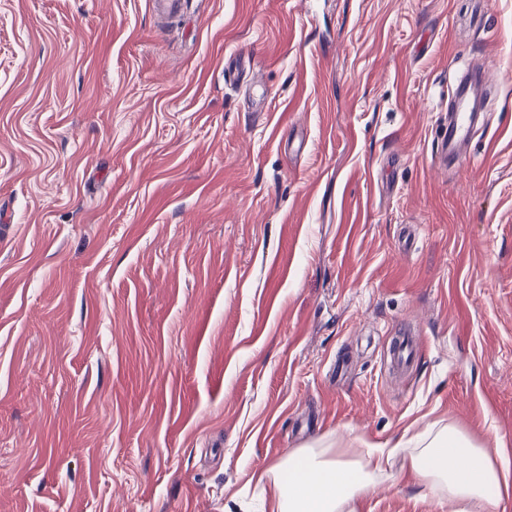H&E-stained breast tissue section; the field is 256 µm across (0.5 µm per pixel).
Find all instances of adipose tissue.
I'll use <instances>...</instances> for the list:
<instances>
[{
  "label": "adipose tissue",
  "mask_w": 512,
  "mask_h": 512,
  "mask_svg": "<svg viewBox=\"0 0 512 512\" xmlns=\"http://www.w3.org/2000/svg\"><path fill=\"white\" fill-rule=\"evenodd\" d=\"M451 512H498L512 476L489 449L452 426L429 429L389 448H298L275 466L273 512H357L395 456Z\"/></svg>",
  "instance_id": "obj_1"
}]
</instances>
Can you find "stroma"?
I'll use <instances>...</instances> for the list:
<instances>
[{"mask_svg":"<svg viewBox=\"0 0 512 512\" xmlns=\"http://www.w3.org/2000/svg\"><path fill=\"white\" fill-rule=\"evenodd\" d=\"M182 2L0 0V512H268L434 424L512 470V0ZM392 471L359 512H448ZM467 95L465 91L457 98L454 118L448 123V128L450 127L455 136L463 142H468L472 133Z\"/></svg>","mask_w":512,"mask_h":512,"instance_id":"obj_1","label":"stroma"}]
</instances>
